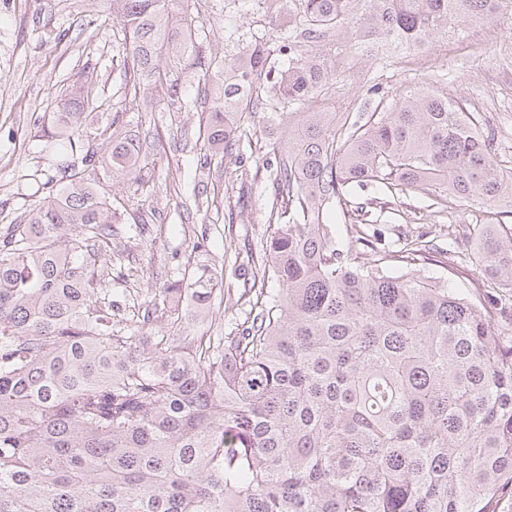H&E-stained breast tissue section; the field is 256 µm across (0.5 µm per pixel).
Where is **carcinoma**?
I'll use <instances>...</instances> for the list:
<instances>
[{"label":"carcinoma","instance_id":"1","mask_svg":"<svg viewBox=\"0 0 512 512\" xmlns=\"http://www.w3.org/2000/svg\"><path fill=\"white\" fill-rule=\"evenodd\" d=\"M510 1L362 0L355 19V0H260L312 38L407 53L504 20ZM174 2L110 0L129 39L124 80L146 111L178 96L169 73L193 52ZM269 55L253 39L197 73L214 156L239 147L262 108ZM330 77L301 49L275 77L283 102L305 108L277 114L265 144L289 218L271 215L242 316L221 336L193 324L224 295L223 273L187 266L138 309L145 332L117 328L115 210L89 172L145 187L153 161L119 115L100 122L85 85L48 114L59 183L0 225V512H496L512 495V227L498 219L512 164L491 127L439 92L387 112L312 108ZM92 126L97 146L83 139ZM373 183L441 209L487 201L474 252L445 262L479 269L487 303L423 275L443 254L423 237L393 250L352 223L336 244L331 212ZM367 250L375 259L359 261Z\"/></svg>","mask_w":512,"mask_h":512}]
</instances>
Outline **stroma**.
I'll list each match as a JSON object with an SVG mask.
<instances>
[{
    "label": "stroma",
    "instance_id": "35a3bbf8",
    "mask_svg": "<svg viewBox=\"0 0 512 512\" xmlns=\"http://www.w3.org/2000/svg\"><path fill=\"white\" fill-rule=\"evenodd\" d=\"M188 13L203 33L194 43L203 62L235 57L251 37L263 35L277 71L288 63V41L301 38L288 33L285 20L271 21L254 0H189ZM125 46L108 0H0V224L15 223L39 199L38 188L52 173L55 146L43 135L44 114L73 86L91 82L104 112L123 113L155 144L153 190L126 181L99 183L117 210L112 247L138 270L129 279L116 277L114 287L130 290L136 303H145L151 289L167 286L172 267L186 260L198 236L206 235L203 257L223 269L228 289L206 322L227 328L238 314L235 301L247 258L269 236L272 213L287 204L275 197L263 153L249 141L225 155L222 165H206L210 151L199 135L205 109L195 103V69L176 72L178 99L162 100L150 112L132 101L118 68ZM305 49L324 57L333 72L322 93L325 111L370 112L430 87L488 119L501 146L512 148V19L469 25L419 54L390 49L362 56L333 34L306 43ZM377 196L368 186L355 190L350 201L365 207L372 230L391 247L407 231L440 248L470 252L467 227L487 209L474 197L450 201L440 213L424 195L409 191L391 198L384 210ZM227 216L233 219L229 239L224 236ZM141 222L147 234L136 231ZM452 224L457 227L453 234L448 231Z\"/></svg>",
    "mask_w": 512,
    "mask_h": 512
}]
</instances>
